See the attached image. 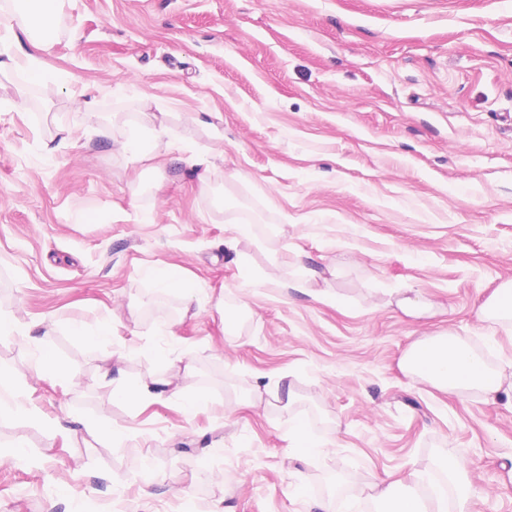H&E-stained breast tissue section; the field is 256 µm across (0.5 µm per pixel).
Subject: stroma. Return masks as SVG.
<instances>
[{"instance_id":"1","label":"stroma","mask_w":512,"mask_h":512,"mask_svg":"<svg viewBox=\"0 0 512 512\" xmlns=\"http://www.w3.org/2000/svg\"><path fill=\"white\" fill-rule=\"evenodd\" d=\"M39 59V83L0 76V512H387L375 483L434 490L449 453L470 512H512V399L403 366L452 331L512 373V324L476 316L512 280V0H63ZM139 111L172 140L135 162ZM273 254L276 283L243 286ZM299 259L339 303L284 289ZM169 267L193 314L153 309ZM417 293L430 315L397 307ZM177 357L196 408L113 398ZM152 281L154 286L163 292L171 290H179L183 295L184 312L189 313L192 309L194 298L190 287L183 280L177 268H167L157 270L152 273Z\"/></svg>"}]
</instances>
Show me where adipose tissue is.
<instances>
[{"label":"adipose tissue","mask_w":512,"mask_h":512,"mask_svg":"<svg viewBox=\"0 0 512 512\" xmlns=\"http://www.w3.org/2000/svg\"><path fill=\"white\" fill-rule=\"evenodd\" d=\"M9 8L0 6V19L7 22L10 31L20 33L28 43V50L8 55L0 61V70H22L41 76L40 60L34 49H49L57 35L62 0H12ZM405 367L434 387L451 393L475 391L489 398L507 396L512 399V382L502 371L488 366L482 351L453 332L428 336L414 342L404 359ZM191 364L171 361L164 372L151 382L125 384L114 381L112 396L136 403H149L161 397L177 400L185 409H193L203 402L200 393L188 394L178 383L181 372L191 371Z\"/></svg>","instance_id":"1"}]
</instances>
